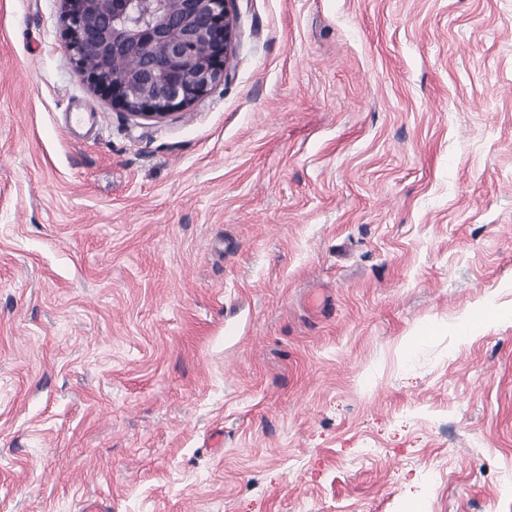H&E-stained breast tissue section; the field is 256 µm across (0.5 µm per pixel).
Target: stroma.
<instances>
[{
  "label": "stroma",
  "mask_w": 512,
  "mask_h": 512,
  "mask_svg": "<svg viewBox=\"0 0 512 512\" xmlns=\"http://www.w3.org/2000/svg\"><path fill=\"white\" fill-rule=\"evenodd\" d=\"M60 8L0 0V512H512V0H237L150 126Z\"/></svg>",
  "instance_id": "1"
}]
</instances>
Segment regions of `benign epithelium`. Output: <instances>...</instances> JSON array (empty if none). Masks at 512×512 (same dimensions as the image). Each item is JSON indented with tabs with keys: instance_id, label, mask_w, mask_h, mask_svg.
I'll use <instances>...</instances> for the list:
<instances>
[{
	"instance_id": "obj_1",
	"label": "benign epithelium",
	"mask_w": 512,
	"mask_h": 512,
	"mask_svg": "<svg viewBox=\"0 0 512 512\" xmlns=\"http://www.w3.org/2000/svg\"><path fill=\"white\" fill-rule=\"evenodd\" d=\"M61 0V22L80 82L135 120L166 121L226 78L237 0ZM116 58L139 59L117 74Z\"/></svg>"
}]
</instances>
